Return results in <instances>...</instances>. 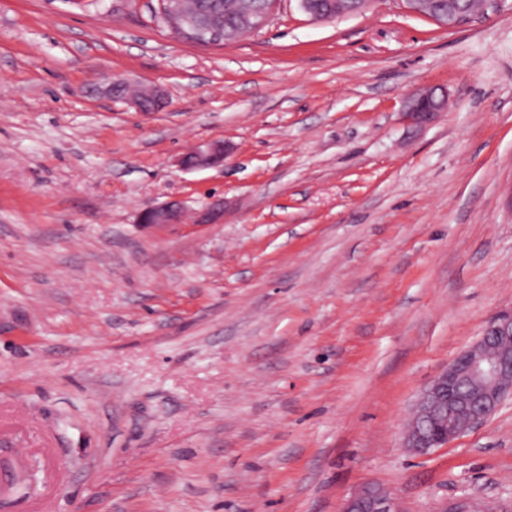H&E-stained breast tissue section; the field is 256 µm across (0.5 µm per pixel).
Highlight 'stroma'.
<instances>
[{
	"label": "stroma",
	"instance_id": "1",
	"mask_svg": "<svg viewBox=\"0 0 512 512\" xmlns=\"http://www.w3.org/2000/svg\"><path fill=\"white\" fill-rule=\"evenodd\" d=\"M158 0H0V512H512V396L404 446L423 389L512 309V0L446 30L276 0L238 42ZM155 86L141 112L98 92ZM448 107L407 123L409 95ZM226 143L222 166L180 159ZM189 218L156 227L171 200ZM226 202L220 224L190 218ZM276 0H263L251 7L242 4L234 11L236 24H224L219 11L192 12L179 0H159L160 14L169 21L173 33L179 39L199 44H220L236 41L244 31L263 28L271 19ZM182 219V204L178 200L168 201L158 207L146 210L141 215L145 224L166 225L180 224ZM342 512H403L390 491L379 487H367L348 499Z\"/></svg>",
	"mask_w": 512,
	"mask_h": 512
}]
</instances>
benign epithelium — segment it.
<instances>
[{
    "label": "benign epithelium",
    "instance_id": "obj_1",
    "mask_svg": "<svg viewBox=\"0 0 512 512\" xmlns=\"http://www.w3.org/2000/svg\"><path fill=\"white\" fill-rule=\"evenodd\" d=\"M276 0H262L255 6L242 4L234 11L236 24L224 23L218 11L192 12L181 0H159L160 14L169 21L180 39L199 44L233 42L244 31L263 28L271 19ZM311 21L319 23L359 11L368 0H336L327 14L314 11L312 0H299ZM407 12L427 18L445 29H452L473 15L470 0H402ZM447 106L446 94L434 88L414 91L404 115L414 124L429 122ZM227 149L221 142L211 143L184 157L185 169H204L224 162ZM224 218V202L216 201L198 213L196 223L216 224ZM182 204L168 201L141 215L145 224H179ZM512 394V310L492 318L481 338L461 353L447 368L434 377L421 393L407 425L404 447L418 454L445 446L451 440L480 425ZM342 512H403L390 491L367 487L348 499Z\"/></svg>",
    "mask_w": 512,
    "mask_h": 512
}]
</instances>
